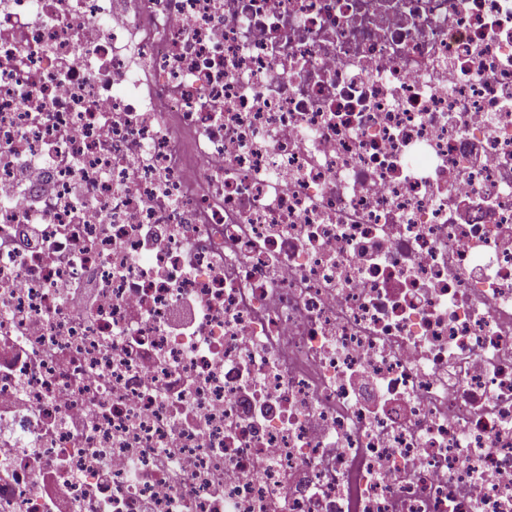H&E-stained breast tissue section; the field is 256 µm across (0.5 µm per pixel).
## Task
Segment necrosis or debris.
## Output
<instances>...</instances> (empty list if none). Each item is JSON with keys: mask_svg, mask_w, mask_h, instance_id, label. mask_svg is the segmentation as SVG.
Here are the masks:
<instances>
[{"mask_svg": "<svg viewBox=\"0 0 512 512\" xmlns=\"http://www.w3.org/2000/svg\"><path fill=\"white\" fill-rule=\"evenodd\" d=\"M0 512H512V0H0Z\"/></svg>", "mask_w": 512, "mask_h": 512, "instance_id": "obj_1", "label": "necrosis or debris"}]
</instances>
